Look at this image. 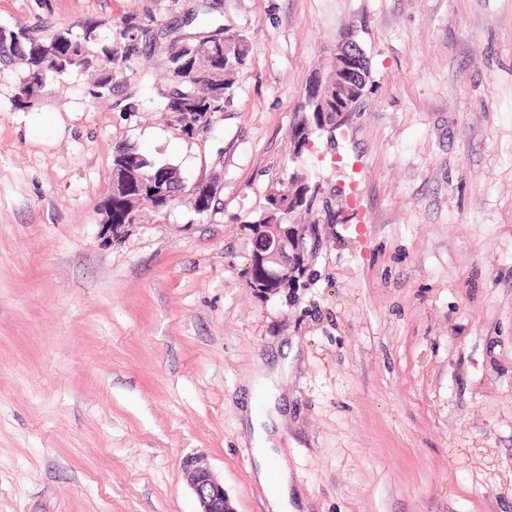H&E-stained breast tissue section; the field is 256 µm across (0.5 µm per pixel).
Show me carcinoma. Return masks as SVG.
I'll return each mask as SVG.
<instances>
[{"label":"carcinoma","instance_id":"cac0c4a2","mask_svg":"<svg viewBox=\"0 0 512 512\" xmlns=\"http://www.w3.org/2000/svg\"><path fill=\"white\" fill-rule=\"evenodd\" d=\"M100 23L87 22L81 29L60 28L44 38H31L28 29L0 26V64L14 58L24 65L20 83L39 77L31 60L45 47L51 46L61 60V68L50 70L46 78L76 72L79 67L70 62L75 50L84 46L90 51L93 64L86 71L92 75V94L97 99H108L115 92L113 75L99 64L104 59L112 64L118 54L112 42L99 34ZM249 53L247 38L238 32H224V40L202 36L193 39H175L167 50V70L164 88L160 93L162 111L188 112L190 123L184 127L187 134L210 125V114L224 111V103L231 97L228 76L245 65ZM352 90L336 85L331 80L324 84L323 99L318 111L336 116V101L348 99ZM112 182L119 191L112 194V223L133 224L135 216L127 197H141L149 207L164 213L176 204L173 195L182 194L183 181L179 168L170 163H157L134 149L117 145L112 155ZM215 192L208 185L199 184L191 191L193 209L203 214L211 209Z\"/></svg>","mask_w":512,"mask_h":512}]
</instances>
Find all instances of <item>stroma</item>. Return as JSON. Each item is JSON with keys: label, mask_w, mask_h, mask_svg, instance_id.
Segmentation results:
<instances>
[{"label": "stroma", "mask_w": 512, "mask_h": 512, "mask_svg": "<svg viewBox=\"0 0 512 512\" xmlns=\"http://www.w3.org/2000/svg\"><path fill=\"white\" fill-rule=\"evenodd\" d=\"M90 20L119 47L148 30L112 98L73 73L18 110L0 64V512H196L191 454L235 512H267L239 411L286 351L299 512H512V0H0L38 37ZM219 29L249 57L189 136L160 110L166 47ZM347 31L366 93L296 152ZM118 144L214 183L212 209L113 234ZM294 170L339 216L264 296L249 226Z\"/></svg>", "instance_id": "1"}]
</instances>
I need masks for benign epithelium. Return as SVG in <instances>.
Listing matches in <instances>:
<instances>
[{"instance_id": "obj_1", "label": "benign epithelium", "mask_w": 512, "mask_h": 512, "mask_svg": "<svg viewBox=\"0 0 512 512\" xmlns=\"http://www.w3.org/2000/svg\"><path fill=\"white\" fill-rule=\"evenodd\" d=\"M363 57V49L347 34L336 41L335 58L340 67L337 79L344 82L351 71L350 64ZM288 204L306 203L320 192L318 185L310 184L306 173L297 175L289 185ZM318 231L314 224H254L252 225L251 261L260 273L262 293L274 294L287 288L304 276L309 254L308 243L316 241ZM190 488L199 504L198 512H235L221 483L202 456H189L183 462Z\"/></svg>"}]
</instances>
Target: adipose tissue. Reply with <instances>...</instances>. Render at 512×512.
Segmentation results:
<instances>
[{"mask_svg":"<svg viewBox=\"0 0 512 512\" xmlns=\"http://www.w3.org/2000/svg\"><path fill=\"white\" fill-rule=\"evenodd\" d=\"M288 359H281L274 368H264L256 373L253 384L263 391L267 404L265 408L249 406L245 419L255 440L254 456L256 476L268 489L271 512H293L289 504L290 475L286 464L275 457L269 434L280 421L277 409L278 393L276 383L288 373Z\"/></svg>","mask_w":512,"mask_h":512,"instance_id":"1","label":"adipose tissue"}]
</instances>
